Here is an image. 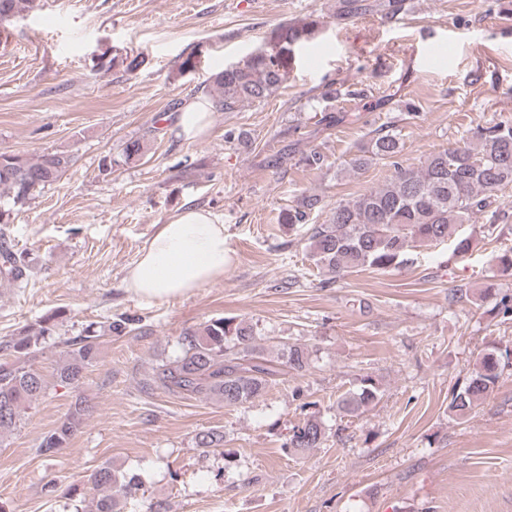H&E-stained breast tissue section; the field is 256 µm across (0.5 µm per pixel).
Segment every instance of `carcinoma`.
Returning <instances> with one entry per match:
<instances>
[{
	"instance_id": "1",
	"label": "carcinoma",
	"mask_w": 512,
	"mask_h": 512,
	"mask_svg": "<svg viewBox=\"0 0 512 512\" xmlns=\"http://www.w3.org/2000/svg\"><path fill=\"white\" fill-rule=\"evenodd\" d=\"M34 7L35 0H0V25L6 24L5 18H15ZM402 8L403 0L340 3L341 15L347 19L373 11L393 18ZM320 28V19L312 15L294 21L285 26L270 49L214 74L209 90L213 110L233 112L271 97L287 80L285 59L293 47L313 40ZM473 139L474 144L465 141L431 154L416 168L394 162V173L382 186L338 203L327 223L314 225L308 248L315 267L325 275L324 282H335L368 268H396L415 243L429 245L453 239L456 252H466L469 240L458 235L459 228L473 215L487 211L491 212L490 221H496L499 211L490 210L491 197L512 184V124H494L477 131ZM145 149L143 140H128L120 158L102 160L100 174L109 176L114 167L139 160ZM401 151L397 135L378 133L360 148L362 155L353 160V167L361 169L377 159L395 158ZM71 162V155L65 152L35 159L0 152V223L13 209L30 203L60 179ZM321 208L322 197L303 194L282 213V222L292 226L306 224L311 214ZM24 276L21 256L1 248L0 277L17 283ZM51 321L53 318L45 317L4 342L12 359L0 362V434L14 430L24 407L46 393V379L27 361L42 351V340L51 335ZM125 329V325L111 322L103 331L119 334ZM101 332L90 325L83 335L71 341L68 358L57 370V381L73 387L82 383L85 371L98 359ZM180 344L183 355L158 368L159 385L173 394L217 397L228 407L256 399L278 378L309 366L308 351L296 345L283 347L273 358L265 356L256 344L253 329L233 318L213 319L201 328L187 329L180 336ZM511 359L512 351L508 349L484 354L468 370L463 386L453 392L449 411L458 417L466 416L496 386L501 361ZM381 397L379 383L366 375L360 378L355 391L336 401V409L358 416ZM87 412L86 401L75 399L65 417L41 438L38 452L49 458L58 455L70 443ZM195 440L199 448H219L224 445V434L211 428L198 432ZM324 440L323 422L311 415L289 429L282 448L288 455H300L321 447ZM89 481L101 492L95 512H122V501L141 489L138 475L122 474L109 463L96 468Z\"/></svg>"
}]
</instances>
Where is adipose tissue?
<instances>
[{"instance_id":"obj_1","label":"adipose tissue","mask_w":512,"mask_h":512,"mask_svg":"<svg viewBox=\"0 0 512 512\" xmlns=\"http://www.w3.org/2000/svg\"><path fill=\"white\" fill-rule=\"evenodd\" d=\"M224 270L223 224L210 211L187 206L159 226L125 284L141 300L164 301L223 278Z\"/></svg>"}]
</instances>
